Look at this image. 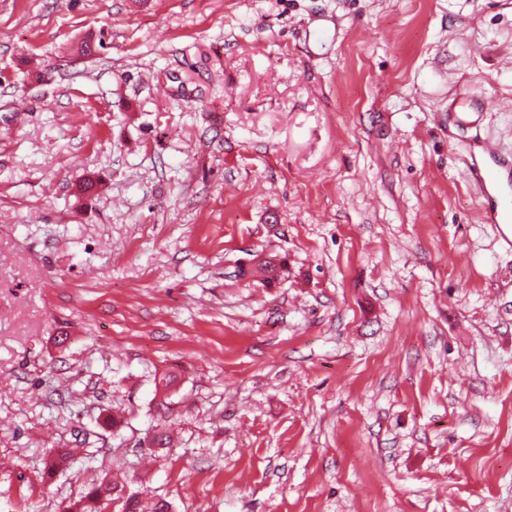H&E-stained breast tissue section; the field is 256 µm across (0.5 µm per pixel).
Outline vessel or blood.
I'll use <instances>...</instances> for the list:
<instances>
[{
  "label": "vessel or blood",
  "mask_w": 512,
  "mask_h": 512,
  "mask_svg": "<svg viewBox=\"0 0 512 512\" xmlns=\"http://www.w3.org/2000/svg\"><path fill=\"white\" fill-rule=\"evenodd\" d=\"M469 178L482 192L483 218L489 224H512V153L493 140L478 143L466 160Z\"/></svg>",
  "instance_id": "obj_1"
}]
</instances>
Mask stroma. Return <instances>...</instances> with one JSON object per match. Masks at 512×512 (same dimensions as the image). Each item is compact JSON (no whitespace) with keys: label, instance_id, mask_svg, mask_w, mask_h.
<instances>
[{"label":"stroma","instance_id":"stroma-1","mask_svg":"<svg viewBox=\"0 0 512 512\" xmlns=\"http://www.w3.org/2000/svg\"><path fill=\"white\" fill-rule=\"evenodd\" d=\"M476 136L512 0H0V512H512ZM121 503V512H142L141 500L136 493H125V485L102 481L92 486L80 500L68 506L67 512H110L111 504Z\"/></svg>","mask_w":512,"mask_h":512}]
</instances>
